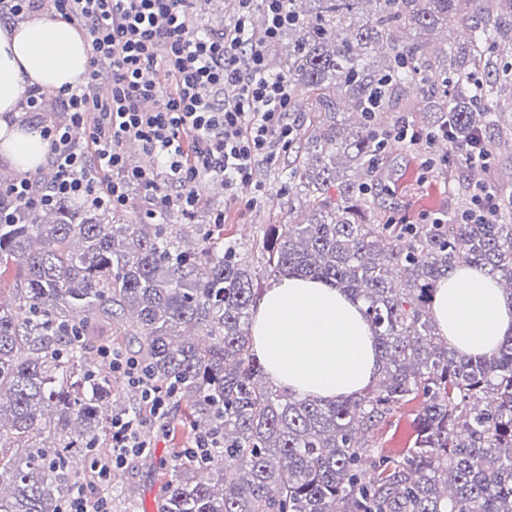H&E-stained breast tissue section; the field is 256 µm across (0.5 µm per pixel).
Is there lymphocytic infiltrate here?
Here are the masks:
<instances>
[{
  "mask_svg": "<svg viewBox=\"0 0 512 512\" xmlns=\"http://www.w3.org/2000/svg\"><path fill=\"white\" fill-rule=\"evenodd\" d=\"M196 2L0 0L1 20L45 7L77 25L90 39L91 71H112L108 86L91 79L61 91L62 119L40 130L51 144L46 172L1 185L0 194L33 208L68 198L114 210L138 185L156 210L175 206L189 215L199 205V180L210 176L234 202L253 205L256 163L276 160L294 138L288 83L273 60L292 22L288 0H233L229 23L205 32L195 28ZM77 128L84 140L73 138ZM128 140L158 157L161 172L130 165L122 149ZM112 364L138 388L145 410L113 418L112 450L91 464L100 484L146 453L144 415L158 420L170 411L135 359L116 355Z\"/></svg>",
  "mask_w": 512,
  "mask_h": 512,
  "instance_id": "obj_1",
  "label": "lymphocytic infiltrate"
}]
</instances>
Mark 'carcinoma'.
<instances>
[{
  "label": "carcinoma",
  "instance_id": "obj_1",
  "mask_svg": "<svg viewBox=\"0 0 512 512\" xmlns=\"http://www.w3.org/2000/svg\"><path fill=\"white\" fill-rule=\"evenodd\" d=\"M288 0L283 76L320 113L285 178L288 212L254 245L224 225L184 246L181 224H135L63 200L50 210L0 196V512H60L71 462L111 445L113 371L98 350L133 357L170 394L194 437L222 447L199 463L177 449L158 512H512V336L492 353L448 346L432 305L449 267L498 279L512 299V192L492 187L485 224L380 220L384 165L400 132L432 135L426 164L466 146L492 160L512 135V0ZM471 12L460 14L461 4ZM448 32L429 50L425 36ZM348 104L350 115L338 102ZM482 181L456 187L459 212ZM325 280L364 304L379 380L326 402L270 383L250 324L268 278ZM422 398L407 447L368 433Z\"/></svg>",
  "mask_w": 512,
  "mask_h": 512
}]
</instances>
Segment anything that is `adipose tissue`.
Segmentation results:
<instances>
[{
  "mask_svg": "<svg viewBox=\"0 0 512 512\" xmlns=\"http://www.w3.org/2000/svg\"><path fill=\"white\" fill-rule=\"evenodd\" d=\"M89 38L47 15L0 24V157L18 174L45 164L51 146L21 124L26 93L47 95L85 83ZM439 333L469 355L495 349L512 335V302L485 271L457 265L433 299ZM256 354L270 380L300 396L336 401L362 397L380 369L379 352L363 315L341 289L289 277L268 288L251 322Z\"/></svg>",
  "mask_w": 512,
  "mask_h": 512,
  "instance_id": "1",
  "label": "adipose tissue"
}]
</instances>
